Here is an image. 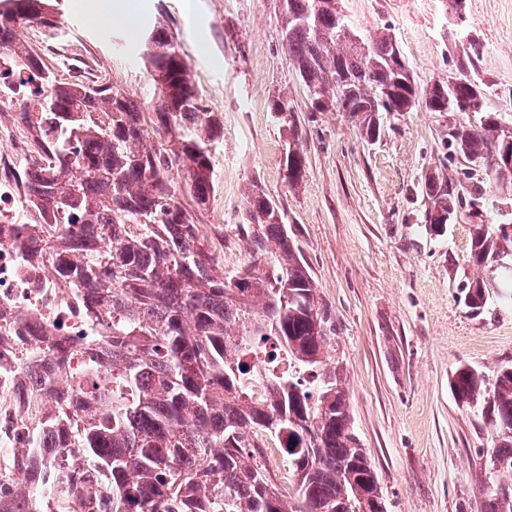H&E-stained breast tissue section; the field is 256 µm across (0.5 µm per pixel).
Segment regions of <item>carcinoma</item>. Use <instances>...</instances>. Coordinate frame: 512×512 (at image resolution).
<instances>
[{"instance_id":"cac0c4a2","label":"carcinoma","mask_w":512,"mask_h":512,"mask_svg":"<svg viewBox=\"0 0 512 512\" xmlns=\"http://www.w3.org/2000/svg\"><path fill=\"white\" fill-rule=\"evenodd\" d=\"M0 16V58L11 57L42 86L40 111L76 142L55 148L25 174L32 206L49 221L62 212L71 223L46 249L55 269L85 288L95 316L106 310L112 328L94 338L92 374L61 381L40 376L51 401L40 428L43 441L16 462L15 492L0 491V512H48L41 492L54 483L82 505L80 512H385L374 469L353 430L342 369L330 364L333 334L315 280L284 212L258 181L246 197L242 221L230 231L250 245L251 261L219 277L216 256L170 179L175 169L195 206L214 190L210 146L220 121L201 104L173 37L158 29L146 58L158 89L155 117L165 144H144L146 117L137 102L105 84H61L42 60L21 48L17 28L54 25L50 0H15ZM318 0H286L283 40L310 102L342 96L367 142L384 132L393 112H446L461 98L485 100L471 78L480 44L471 39L448 79L422 88L392 39L357 34L340 15L317 11ZM386 97L376 108L373 96ZM271 112L288 122L286 178L299 183L305 158L293 110L281 98ZM478 123L448 125V152L482 174L456 184L434 171L421 184L424 227L442 236L448 216L482 203L472 222L469 262L493 268L512 256L502 233L501 194L512 196V172L493 167L512 152L501 117L482 105ZM494 181L489 189L484 179ZM112 244L100 251V240ZM499 300L512 306V271L496 270ZM483 280L466 283L464 306L480 315L489 295ZM460 402L474 406L494 428L490 458L512 468V365L498 368L492 389L485 375L462 364L450 381ZM262 394L256 395V389ZM296 479L289 502L268 476L264 438ZM483 512H512V483L484 491Z\"/></svg>"}]
</instances>
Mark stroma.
I'll use <instances>...</instances> for the list:
<instances>
[{"label": "stroma", "instance_id": "35a3bbf8", "mask_svg": "<svg viewBox=\"0 0 512 512\" xmlns=\"http://www.w3.org/2000/svg\"><path fill=\"white\" fill-rule=\"evenodd\" d=\"M125 20L94 22L59 0L54 27L21 26L22 43L57 81L107 83L152 112L154 83L141 57L142 33L174 35L205 108L221 122L213 147L214 193L197 211L220 271L248 263L238 223L252 181L285 213L334 325L329 348L343 367L354 431L381 486L385 512H482L498 484L489 425L455 399L448 380L459 364L486 377L512 363V307L490 296L481 315L459 301L471 266V226L427 234L418 183L425 172L457 178L448 125L462 113L418 108L388 116L376 142L364 141L341 112L311 111L283 43V0H127ZM349 26L388 30L421 87L447 79L461 33L481 44L475 77L488 106L512 124V0H338ZM287 100L306 159L300 185L285 178L288 142L270 110Z\"/></svg>", "mask_w": 512, "mask_h": 512}]
</instances>
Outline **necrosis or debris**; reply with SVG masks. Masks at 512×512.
Returning <instances> with one entry per match:
<instances>
[{
  "mask_svg": "<svg viewBox=\"0 0 512 512\" xmlns=\"http://www.w3.org/2000/svg\"><path fill=\"white\" fill-rule=\"evenodd\" d=\"M59 129L40 118L25 127L0 124V466L11 468L21 451L33 448L35 428L47 403L23 362L35 359L51 366L43 340L71 345L70 369H86L92 357L91 337L102 332L101 322L86 311L81 289L48 270L35 242L55 235L69 223L58 215L55 223L32 228L26 220L30 206L23 190L22 171L34 143L55 144Z\"/></svg>",
  "mask_w": 512,
  "mask_h": 512,
  "instance_id": "4bbe7bcc",
  "label": "necrosis or debris"
}]
</instances>
